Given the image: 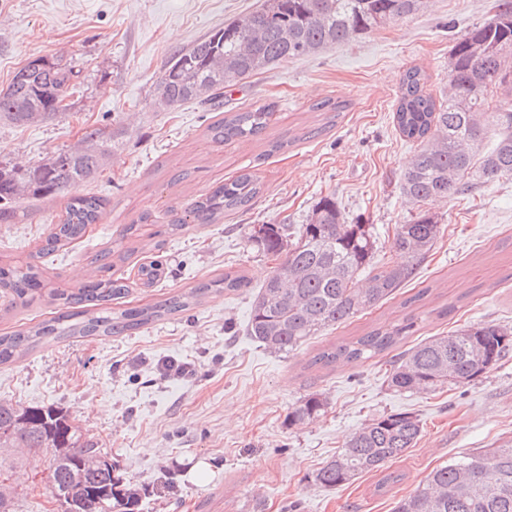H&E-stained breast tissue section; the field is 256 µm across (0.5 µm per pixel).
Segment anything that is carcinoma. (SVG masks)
Instances as JSON below:
<instances>
[{"mask_svg":"<svg viewBox=\"0 0 512 512\" xmlns=\"http://www.w3.org/2000/svg\"><path fill=\"white\" fill-rule=\"evenodd\" d=\"M426 0H264L254 13L214 31L173 55L156 86L158 101L174 108L196 101L216 110L224 106V90L290 60L315 54L329 46L378 30L413 14ZM512 0H498L495 13L473 28L452 48L448 86L440 99L427 92V78L418 67L402 79L394 120L400 133L422 144L400 177L404 199L419 211L395 227L393 247L404 261L382 265L359 284V273L371 265L375 250L369 228L346 223L336 200L322 197L295 231L286 224L251 226L249 241L264 256L280 261L251 307L247 335L273 354L298 349L321 329L341 324L377 305L412 280L434 246L436 217L422 206L512 176ZM35 58L17 69L0 91V122L24 126L51 119L69 95V72L46 69ZM500 93L489 133L488 96ZM269 111L231 112L208 127L216 142L246 138L267 125ZM123 131L91 128L72 150L54 153L37 165L0 164V222L16 218L14 204L25 198H55L90 181L105 165L111 143ZM249 172L217 187L185 211L172 215L167 229L185 224H212L224 214L249 206L259 193ZM107 201L95 194L68 196L65 216L45 240L40 254L48 255L82 239L102 218ZM128 247L115 253L104 249L94 263L108 272L124 261ZM43 269L34 262L17 268L0 263V289L12 302L26 306L41 292ZM247 286L244 276L226 273L162 302L119 311L104 308L63 312L10 334L0 335V364L15 362L48 340L112 336L185 311L202 297ZM121 279L101 278L80 288H51L49 295L63 304L108 302L125 295ZM416 332L406 317L391 328L378 327L355 340L322 351L315 362L353 364L391 350ZM512 349V332L496 324L467 326L446 336H433L396 355L388 384L399 392L422 393L469 383L496 365ZM325 409L311 395L288 415L290 425L313 421ZM0 471L13 465L12 453L33 456L46 451L43 465L53 499H70L78 512H140L142 489L101 469L103 456L95 437L73 425L69 416L51 406H21L0 400ZM420 420L408 413L383 416L354 432L340 454L325 461L314 481L335 488L370 473L384 474L383 483L397 481L385 473L387 464L415 447ZM394 512H512V440L486 448L434 469L428 483L401 499Z\"/></svg>","mask_w":512,"mask_h":512,"instance_id":"cac0c4a2","label":"carcinoma"}]
</instances>
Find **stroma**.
<instances>
[{"instance_id":"obj_1","label":"stroma","mask_w":512,"mask_h":512,"mask_svg":"<svg viewBox=\"0 0 512 512\" xmlns=\"http://www.w3.org/2000/svg\"><path fill=\"white\" fill-rule=\"evenodd\" d=\"M263 0H0V89L28 60L43 57L73 73L67 108L23 127L0 123V163H40L72 147L86 126L123 128L105 166L84 192L109 205L86 236L43 257L48 287L93 277L92 256L121 244L124 225L142 243L113 267L145 306L243 271L247 287L204 297L187 311L119 336L72 337L36 347L0 365V399L54 406L98 439L117 471L143 486L141 512H392L437 466L512 438V353L463 386L427 394L389 387L390 354L357 364L321 366L331 345L413 317L417 339L473 324L512 329V176L475 195L431 205L439 221L433 250L395 298L272 354L246 335L254 295L275 267L249 242L253 224H301L321 197L334 196L348 223L369 225L374 266L399 263L394 228L414 209L398 179L420 144L393 123L400 80L412 66L434 93L448 84L457 39L485 22L494 0H430L426 9L323 51L281 62L224 95L223 110L190 102L165 110L155 85L175 52ZM337 113L316 110L323 100ZM271 107L259 134L223 143L207 128L223 112ZM284 142L271 152L273 142ZM260 191L247 210L214 224H189L149 244L172 211H184L240 169ZM19 217L0 223V260L25 266L64 200H21ZM149 221H142V214ZM159 261L161 280L144 285L140 264ZM49 296L11 306L0 291V333L62 312ZM187 366L162 377L158 363ZM324 413L298 426L289 412L307 395ZM410 413L422 434L390 466L397 482L372 473L326 489L314 475L348 437L372 419ZM15 488L17 512H52L43 466L34 460L0 474Z\"/></svg>"}]
</instances>
